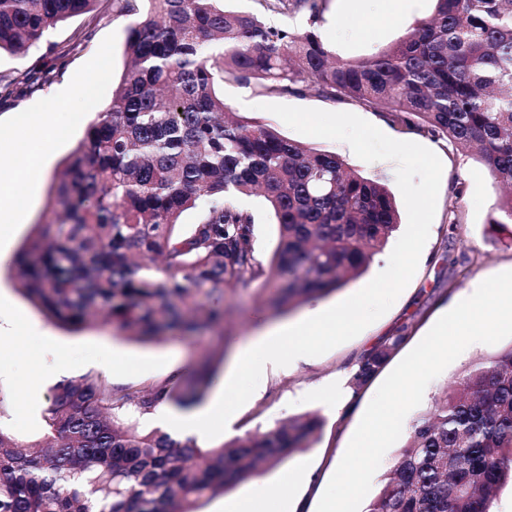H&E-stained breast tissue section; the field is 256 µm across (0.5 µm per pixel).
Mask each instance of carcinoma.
<instances>
[{
    "mask_svg": "<svg viewBox=\"0 0 512 512\" xmlns=\"http://www.w3.org/2000/svg\"><path fill=\"white\" fill-rule=\"evenodd\" d=\"M287 15L310 4L295 31L223 0H112L133 18L127 69L112 107L54 179L50 220L14 260L19 291L55 324L79 329L102 312L141 342L224 326L212 304L224 287L282 278L271 301L286 313L363 274L399 224L388 187L338 154L291 141L232 111L220 87L259 94L313 92L384 109L393 126L473 152L497 196L495 224H512V0H434L405 36L346 59L316 34L317 0H264ZM99 0H0V51L24 57ZM259 193L278 243L268 264L239 205ZM209 202L197 223L182 214ZM409 326L364 355L366 384L409 337ZM218 343L191 369L137 386L102 375L57 386L42 410L47 433L24 444L0 427V512H199L239 482L311 448L308 412L267 431L201 446L139 429L156 404L189 410L213 383ZM512 482V348L476 363L417 418L364 512H492Z\"/></svg>",
    "mask_w": 512,
    "mask_h": 512,
    "instance_id": "1",
    "label": "carcinoma"
}]
</instances>
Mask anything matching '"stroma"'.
Returning <instances> with one entry per match:
<instances>
[{"label": "stroma", "instance_id": "stroma-1", "mask_svg": "<svg viewBox=\"0 0 512 512\" xmlns=\"http://www.w3.org/2000/svg\"><path fill=\"white\" fill-rule=\"evenodd\" d=\"M386 4L387 0H324L323 19L317 28L323 44L346 58L363 57L399 39L434 9L433 0H411L404 13L393 16ZM129 23V17L113 12L111 0H101L96 16L80 15L58 25L47 42L34 47L29 55H0V73L11 80L9 88H0V175L9 174L20 156L48 158L47 172L38 176L30 223L12 234L0 232V326L22 318L33 321L42 331L38 337H19L0 329V428L24 443L37 442L45 433L41 413L60 383L59 378L52 375L59 355H66L75 368V377L102 373L113 385H136L187 369L213 340L209 333L175 332L163 342L143 344L122 337L102 323L80 330L65 329L51 323L28 301L13 279L15 254L35 236L38 225L49 218L54 173L62 169L84 139L98 113L112 105V89L126 69L124 44ZM91 63L95 64L100 78L93 95L85 98L78 96L77 90ZM39 69L52 70L54 79L45 86L30 87L28 77ZM223 93L225 103L234 111L277 126L290 140L341 155L363 175L383 179L393 192L398 189L393 162L368 163L359 159L345 142L300 134L268 112V105L353 113L394 139L429 148L443 164L428 240L413 278L391 308L358 336L325 354L298 361L288 370H267L261 377L256 396L236 411L234 420L221 435L222 440L229 441L265 431L293 416L318 413L323 425L314 448L294 453L279 467L265 472L260 480L241 481L202 507V512H224L225 504L252 491L260 481L264 484L268 512H295L299 506L304 507L305 512H315L335 471V459L343 456L366 407L389 373L447 313L456 297L477 282L512 270V225L492 224L497 190L485 167L474 156L457 151L447 139L392 126L380 110L350 98L326 100L310 93L260 95L231 81L225 82ZM36 110L47 112L53 128L66 130L64 140L29 137L28 125ZM457 179L467 185L466 193L460 198L451 192V185ZM240 204L254 217L256 253L262 261H269L277 245L273 215L260 197L242 198ZM453 213L460 218L455 251L469 256L470 262L464 274L450 287L446 284L448 266L441 261L440 254L449 216ZM389 256V251H382L361 277L350 280L336 293L309 299L284 315L274 314L268 305L272 288L266 279H257L248 288L225 289L226 354L205 397L206 402H213L222 392L247 342L265 330L295 322L312 309L329 308L356 293L386 267ZM406 325L411 328L409 338L373 379L357 391L351 410L336 413L319 398L318 393L327 381L336 374L350 372L364 354L387 342ZM511 348L512 337L493 345L466 348L463 359L453 361L428 384L421 404L409 412L405 424H412L428 411L444 388L452 385L473 363ZM36 367L49 373V380L37 390L23 388L22 380ZM304 466L314 471L313 480H294V473Z\"/></svg>", "mask_w": 512, "mask_h": 512}]
</instances>
